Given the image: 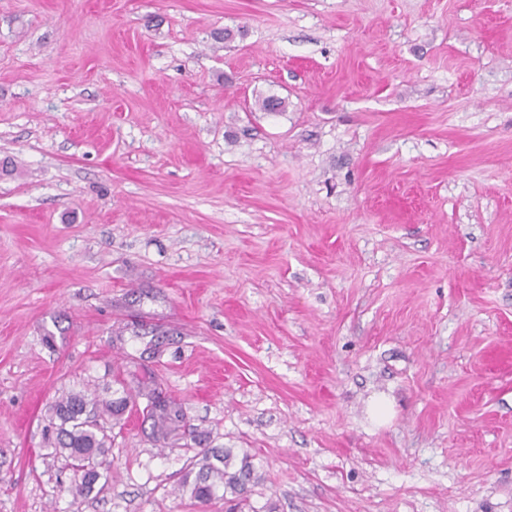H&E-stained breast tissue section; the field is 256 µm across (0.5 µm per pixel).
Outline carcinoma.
I'll list each match as a JSON object with an SVG mask.
<instances>
[{"label":"carcinoma","mask_w":512,"mask_h":512,"mask_svg":"<svg viewBox=\"0 0 512 512\" xmlns=\"http://www.w3.org/2000/svg\"><path fill=\"white\" fill-rule=\"evenodd\" d=\"M140 396L147 400L144 411L155 421L156 437L167 439L183 422L182 410L161 399L154 389L144 390L140 392ZM126 406L125 399L107 403L95 395L89 397L85 394H69L55 402V415L65 424L58 434V444L71 463H76L84 454L99 459L107 451L104 430L84 418L89 409H102L115 414L123 411ZM216 459L223 463V467L216 466L210 461L208 454H203L193 463L198 468L193 484L185 481L183 486H191V496L203 504L214 499L224 500L229 493L241 501L247 500L250 485L256 481L254 468L248 458H243L240 466L236 468L233 466L232 451L226 449L224 455H218ZM99 478L98 472L92 474L88 480L75 478L68 486V491L75 498L85 497L93 491Z\"/></svg>","instance_id":"carcinoma-1"}]
</instances>
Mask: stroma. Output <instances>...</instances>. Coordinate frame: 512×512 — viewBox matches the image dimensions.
I'll use <instances>...</instances> for the list:
<instances>
[{
  "instance_id": "stroma-1",
  "label": "stroma",
  "mask_w": 512,
  "mask_h": 512,
  "mask_svg": "<svg viewBox=\"0 0 512 512\" xmlns=\"http://www.w3.org/2000/svg\"><path fill=\"white\" fill-rule=\"evenodd\" d=\"M147 386L73 499L55 401ZM224 448L257 512H512V0H0V512H224ZM139 395L147 400L143 411L154 419L157 439H167L183 422L182 410L175 404L162 400L155 389L144 390ZM218 461L223 463L220 468L210 461L208 452L196 460L192 468L198 466V471L191 486V496L199 502L206 504L214 499L224 500L228 491L235 495L240 501H246L250 490L257 477L254 474V468L244 457L241 464L235 469L233 466L234 455L230 449H224V455H213ZM221 492V494H220Z\"/></svg>"
}]
</instances>
